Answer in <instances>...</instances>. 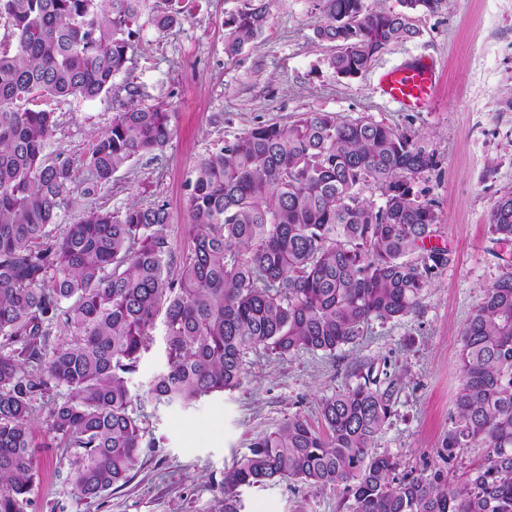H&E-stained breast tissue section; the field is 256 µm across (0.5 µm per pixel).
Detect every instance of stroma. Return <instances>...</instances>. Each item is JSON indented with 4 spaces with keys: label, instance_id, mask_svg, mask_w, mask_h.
<instances>
[{
    "label": "stroma",
    "instance_id": "35a3bbf8",
    "mask_svg": "<svg viewBox=\"0 0 512 512\" xmlns=\"http://www.w3.org/2000/svg\"><path fill=\"white\" fill-rule=\"evenodd\" d=\"M241 3L199 0L192 19L165 32L143 18L129 69L114 77L108 98L44 102L59 120L56 145L68 152L110 124L114 106L129 99L127 86L138 89V103L169 110L168 145L119 169L96 205L113 211L166 204V232L178 254L193 233L186 180L225 141L312 110L342 121L367 117L415 135L434 153L437 168L416 188L435 202L433 244L446 249L450 261L416 311L370 320L355 343L332 355H250L239 389L185 408L156 403L149 393L167 363L164 325L155 323L149 348L128 377L154 447L144 449L127 484L94 500L67 481L58 449H37L24 512H223L224 473L252 439L294 414L319 424L320 398L355 385L353 369L363 362L402 382L375 452L392 456L403 472L448 467L455 481L485 458V449L470 448L462 462L446 466L441 443L460 384V331L482 288L512 262V250L493 241L488 223L497 199L512 191V109L504 104L512 97V0H449L441 11L419 16L417 38L390 45L354 79L326 66L334 47L315 37L323 21L317 0H270L262 34L227 57L224 17ZM415 59L433 64L436 77L424 108L407 112L380 95L377 76ZM238 495L240 512H340L343 497L336 487L285 481L243 486Z\"/></svg>",
    "mask_w": 512,
    "mask_h": 512
}]
</instances>
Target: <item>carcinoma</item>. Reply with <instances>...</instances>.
<instances>
[{
  "label": "carcinoma",
  "instance_id": "1",
  "mask_svg": "<svg viewBox=\"0 0 512 512\" xmlns=\"http://www.w3.org/2000/svg\"><path fill=\"white\" fill-rule=\"evenodd\" d=\"M319 2L315 37L335 47L327 67L356 78L449 0H401L398 12ZM144 9L145 0H0L9 29L0 41V512L30 502L38 446L62 449L85 499L127 483L152 446L127 376L158 315L167 368L150 393L186 406L239 388L252 352L331 355L370 319L409 314L449 262L447 250L425 247L438 216L415 190L434 154L368 118L309 111L254 126L204 158L188 180L194 233L175 274L165 204L87 205L119 168L166 147L170 112L123 104L71 153L51 149L58 120L37 103L109 94ZM196 10L197 0H163L153 25L170 30ZM267 19L266 0L226 15L225 54L240 53ZM76 207L82 217L65 222ZM489 229L512 246L511 192L495 202ZM55 327L64 336L53 342ZM459 344L461 386L441 456L452 464L467 448L487 449L462 482L449 484L441 468L398 476L390 456L372 451L400 380L360 368L359 382L320 399V427L295 414L254 440L224 474V512H239L238 488L277 480L341 487L345 512H512L511 266L482 289ZM61 389L38 445L33 402Z\"/></svg>",
  "mask_w": 512,
  "mask_h": 512
}]
</instances>
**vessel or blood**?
<instances>
[{
    "label": "vessel or blood",
    "mask_w": 512,
    "mask_h": 512,
    "mask_svg": "<svg viewBox=\"0 0 512 512\" xmlns=\"http://www.w3.org/2000/svg\"><path fill=\"white\" fill-rule=\"evenodd\" d=\"M433 84L434 70L422 59L386 69L377 78L382 95L405 111L421 108Z\"/></svg>",
    "instance_id": "1"
}]
</instances>
